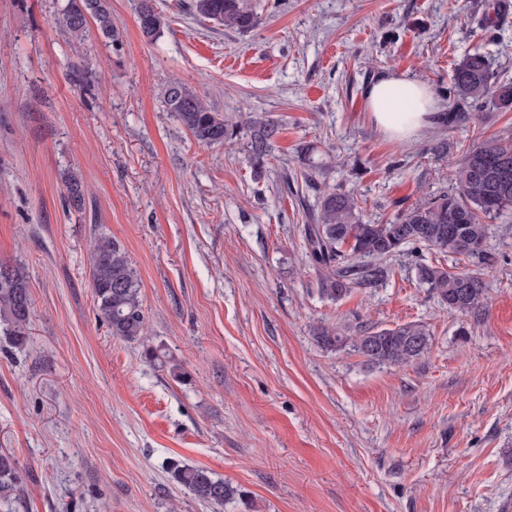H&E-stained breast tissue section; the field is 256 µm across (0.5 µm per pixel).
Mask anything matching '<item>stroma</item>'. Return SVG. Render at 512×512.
Returning <instances> with one entry per match:
<instances>
[{"label": "stroma", "mask_w": 512, "mask_h": 512, "mask_svg": "<svg viewBox=\"0 0 512 512\" xmlns=\"http://www.w3.org/2000/svg\"><path fill=\"white\" fill-rule=\"evenodd\" d=\"M253 2L260 24L240 33L190 0H154L166 25L150 41L137 0H111V42L60 28L65 0H0V263L23 267L34 302L27 347L0 337V450L23 478L0 512H512V214L488 222L489 288L467 315L417 276L469 269L462 257L401 255L383 286L330 301L301 233L323 192L353 193L384 224L451 190L474 143L512 141V107L489 100L399 146L364 100L394 74L447 102L474 52L512 82V10L486 29L484 0ZM175 81L225 116L280 123L263 175L248 131L193 139L164 103ZM284 174L298 196L281 194ZM101 233L137 271L165 366L97 315ZM321 323L347 336L420 324L429 347L370 364L319 344ZM171 460L238 497L199 501Z\"/></svg>", "instance_id": "stroma-1"}]
</instances>
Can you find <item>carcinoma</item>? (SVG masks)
<instances>
[{
	"mask_svg": "<svg viewBox=\"0 0 512 512\" xmlns=\"http://www.w3.org/2000/svg\"><path fill=\"white\" fill-rule=\"evenodd\" d=\"M191 9L201 19L242 33L258 26L260 18L250 0H192ZM137 20L142 34L154 39L166 25L153 0H138ZM107 40H117L112 26L110 0H66L57 24L80 40L89 24ZM451 94L456 105H476L495 99L512 106V83H496L488 57L466 55L452 73ZM167 110L201 145H219L250 129L249 154L256 175L265 169L280 125L272 119L250 116L232 123L212 111L198 93L180 82L164 92ZM456 189L413 205L386 224L362 220L361 207L351 193L328 191L320 198L314 223L302 233L309 259L321 273L319 292L332 300L356 288H376L390 273V259L422 247L461 256L472 269L450 272L429 265L417 267L426 285L448 309L474 314L487 293L485 219L512 212V142L489 137L469 148L454 170ZM67 195L75 207L84 204V185L78 176L67 178ZM91 283L98 313L112 336L145 345L153 362L166 363L160 349L145 344V316L140 283L128 253L105 234L94 238ZM33 299L27 275L17 266L0 264V333L17 348L28 344ZM316 339L328 347L351 345L370 364H407L427 350L429 334L419 324H404L378 331L344 336L335 327L321 324ZM173 481L198 499L216 505L232 500L238 490L204 468L171 461L167 467ZM22 477L19 463L10 452L0 451V499L19 497Z\"/></svg>",
	"mask_w": 512,
	"mask_h": 512,
	"instance_id": "obj_1",
	"label": "carcinoma"
}]
</instances>
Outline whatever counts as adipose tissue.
I'll list each match as a JSON object with an SVG mask.
<instances>
[{"label": "adipose tissue", "instance_id": "adipose-tissue-1", "mask_svg": "<svg viewBox=\"0 0 512 512\" xmlns=\"http://www.w3.org/2000/svg\"><path fill=\"white\" fill-rule=\"evenodd\" d=\"M364 97L374 124L401 145L413 142L444 118L440 102L423 82L389 75L368 87Z\"/></svg>", "mask_w": 512, "mask_h": 512}]
</instances>
